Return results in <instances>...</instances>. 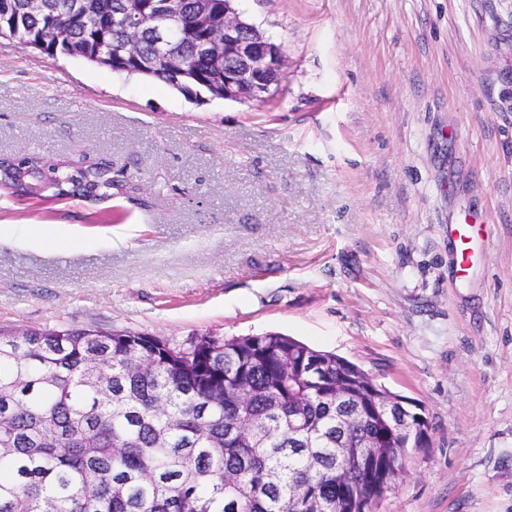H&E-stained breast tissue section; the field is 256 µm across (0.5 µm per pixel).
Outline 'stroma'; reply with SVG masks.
Here are the masks:
<instances>
[{"instance_id":"35a3bbf8","label":"stroma","mask_w":512,"mask_h":512,"mask_svg":"<svg viewBox=\"0 0 512 512\" xmlns=\"http://www.w3.org/2000/svg\"><path fill=\"white\" fill-rule=\"evenodd\" d=\"M236 6L285 59L261 101L0 40V158L127 182L0 190V327L297 338L425 412L378 512H512V0ZM79 177V185L82 186V191L87 196L99 197V199H105L112 197V189L123 190L125 185L116 184V180L112 179L110 172L106 169H95L81 171ZM481 224H470L467 220L461 224H449L448 242L453 246L458 271L466 273L472 262V243L480 237Z\"/></svg>"}]
</instances>
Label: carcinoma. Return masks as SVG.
I'll list each match as a JSON object with an SVG mask.
<instances>
[{
  "label": "carcinoma",
  "mask_w": 512,
  "mask_h": 512,
  "mask_svg": "<svg viewBox=\"0 0 512 512\" xmlns=\"http://www.w3.org/2000/svg\"><path fill=\"white\" fill-rule=\"evenodd\" d=\"M47 0L38 13L0 11V38L42 55L79 57L117 73L159 80L190 95L224 98V66L196 57L198 33L183 38L187 73L161 62L133 66L112 56L125 39V0ZM73 15L64 29L53 17ZM28 156L9 165L0 189L33 195L29 182L59 186L73 176ZM82 191L101 199L123 186L106 169L79 173ZM359 386L357 399L403 398L354 362L293 337L155 336L90 329H0V512H352L353 497L381 495L379 468L352 462L349 484L336 480V442L360 445L384 430L378 417L336 429V386ZM247 402L255 442L227 437ZM385 443L389 457L421 443L430 428Z\"/></svg>",
  "instance_id": "carcinoma-1"
}]
</instances>
